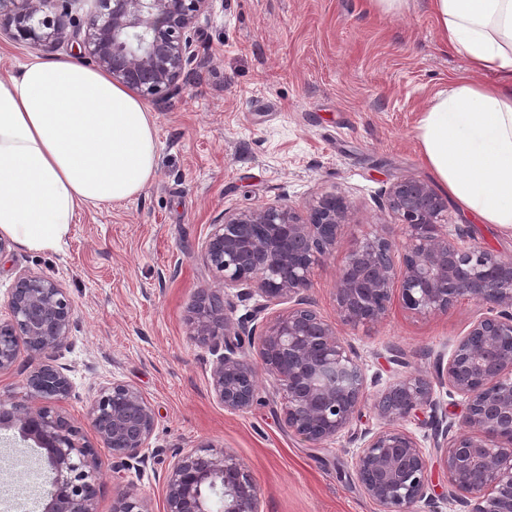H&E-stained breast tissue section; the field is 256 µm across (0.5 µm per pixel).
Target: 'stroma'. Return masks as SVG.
<instances>
[{
    "label": "stroma",
    "instance_id": "35a3bbf8",
    "mask_svg": "<svg viewBox=\"0 0 512 512\" xmlns=\"http://www.w3.org/2000/svg\"><path fill=\"white\" fill-rule=\"evenodd\" d=\"M196 29L181 92L148 104L159 139L155 178L129 200L80 210L57 248L13 243L1 252L0 317L22 273L65 289L76 324L58 356L72 384L63 406L87 440L95 438L89 411L99 387L130 384L151 406L147 464L122 467L99 449L98 512H112L131 489L162 512L163 477L176 454L205 442L248 467L260 512H379L355 474L357 434L383 425L371 400L407 373L434 376L437 357L480 306L418 318L395 298L379 323L338 325L358 354L368 401L351 432L317 445L288 430L267 376L248 410L224 408L211 386L214 357L191 337L187 317L202 290L221 285L201 252L225 212L276 201L301 209L338 190L349 219L309 290L314 307L336 322V283L351 240L378 232L404 243L403 226L380 207L381 192L404 177L430 180L415 126L467 64L440 42L429 0H410L398 17L369 0H213ZM79 51L72 41L36 49L2 34L0 71ZM447 222L512 258L511 231L453 205ZM37 476H50L38 449L18 429L0 428V512H23L20 489Z\"/></svg>",
    "mask_w": 512,
    "mask_h": 512
}]
</instances>
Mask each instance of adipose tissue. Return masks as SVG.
Listing matches in <instances>:
<instances>
[{"label": "adipose tissue", "mask_w": 512, "mask_h": 512, "mask_svg": "<svg viewBox=\"0 0 512 512\" xmlns=\"http://www.w3.org/2000/svg\"><path fill=\"white\" fill-rule=\"evenodd\" d=\"M430 7L441 42L477 77L421 112L416 145L462 213L512 230V0ZM157 150L145 102L102 70L36 57L0 73V235L55 248L81 208L138 195L156 175Z\"/></svg>", "instance_id": "ef3b65f1"}]
</instances>
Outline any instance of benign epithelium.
I'll return each mask as SVG.
<instances>
[{
	"label": "benign epithelium",
	"mask_w": 512,
	"mask_h": 512,
	"mask_svg": "<svg viewBox=\"0 0 512 512\" xmlns=\"http://www.w3.org/2000/svg\"><path fill=\"white\" fill-rule=\"evenodd\" d=\"M96 11L78 20L69 0H0V33L45 46L76 40L112 80L151 100L180 93V79L195 60V23L212 0H94ZM383 206L405 227L407 242L395 264L396 245L383 234L352 243L336 285L340 321L352 328L383 318L394 291L417 316L446 312L467 300L485 309L448 357H438L436 378L459 395L466 412L457 424L432 416L439 465L447 491L436 494L430 462L401 422L419 409L436 410L431 381L410 373L380 390L373 408L385 421L360 437L357 480L382 512H416L438 500L466 512H512V260L468 243V232L448 233L445 200L425 181L406 177L390 184ZM346 197L326 192L301 214L267 203L224 213L212 225L201 254L222 275L223 287L205 289L188 315L193 339L215 355L211 378L216 398L231 410L257 398L262 366L281 396L285 425L313 444L334 439L361 414L366 378L355 353L336 328L312 308L306 292L319 257L334 249L348 217ZM228 289L266 299L250 328L226 314ZM291 303L265 314L268 303ZM0 319V373L29 356L25 392L0 398V426H19L23 439L44 450L51 472L43 512H98L97 450L60 406L71 393L55 354L67 347L74 307L63 288L40 275L20 276ZM257 347L251 353L248 347ZM89 416L98 443L122 463L146 461L154 412L136 387H101ZM259 491L231 453L202 444L181 453L164 478V512H258ZM112 512H152L138 492H125Z\"/></svg>",
	"instance_id": "7a95c632"
}]
</instances>
